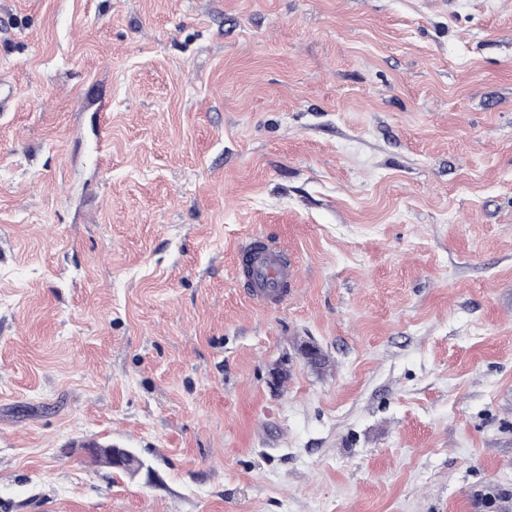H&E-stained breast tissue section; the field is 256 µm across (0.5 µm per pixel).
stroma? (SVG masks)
<instances>
[{"instance_id": "35a3bbf8", "label": "stroma", "mask_w": 512, "mask_h": 512, "mask_svg": "<svg viewBox=\"0 0 512 512\" xmlns=\"http://www.w3.org/2000/svg\"><path fill=\"white\" fill-rule=\"evenodd\" d=\"M256 230L298 263L284 307L237 280ZM488 487L512 0H0V512H479Z\"/></svg>"}]
</instances>
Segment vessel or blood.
Returning a JSON list of instances; mask_svg holds the SVG:
<instances>
[{
	"label": "vessel or blood",
	"instance_id": "b4317fda",
	"mask_svg": "<svg viewBox=\"0 0 512 512\" xmlns=\"http://www.w3.org/2000/svg\"><path fill=\"white\" fill-rule=\"evenodd\" d=\"M249 244L264 243L265 252L259 253L255 260L257 278L252 281L246 293L258 307L268 308L287 301L289 293L280 287L281 281L295 280L298 274L297 264L274 242L268 241L264 232H253Z\"/></svg>",
	"mask_w": 512,
	"mask_h": 512
}]
</instances>
